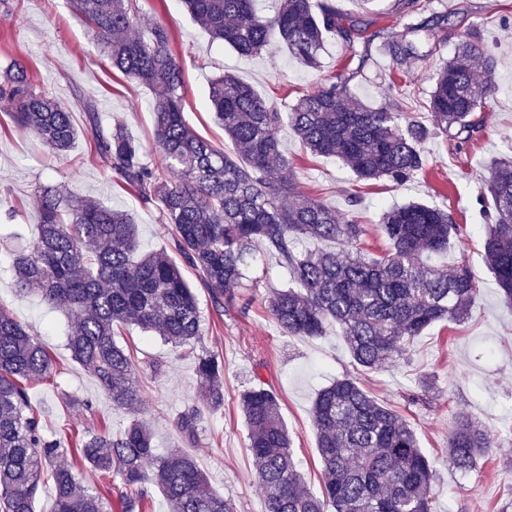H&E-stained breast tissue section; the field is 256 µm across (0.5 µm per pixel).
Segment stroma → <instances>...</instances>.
Masks as SVG:
<instances>
[{
    "label": "stroma",
    "instance_id": "stroma-1",
    "mask_svg": "<svg viewBox=\"0 0 512 512\" xmlns=\"http://www.w3.org/2000/svg\"><path fill=\"white\" fill-rule=\"evenodd\" d=\"M332 2L361 21L368 33L398 35L404 30L397 0H372L365 10L356 0ZM138 5L172 34L171 47L184 70L186 124L224 149L231 143L207 103L213 78L231 72L285 109L337 76L349 52L345 43L331 36L316 68L280 47L259 57H244L211 39L181 0H138ZM430 7L447 11V35L432 56L408 64L401 92H392V63L377 52L351 80L350 89L363 104L376 108L398 103L417 120L428 121L437 61L451 59L461 36L478 31L496 58L498 91L491 107L480 114L481 133L466 150L455 151L444 137H432L424 144L423 173L401 184L387 179L363 182L337 159L310 154L289 127H282L280 137L290 162L288 174L298 190L337 213L356 212L367 224V242L374 248L385 243L377 220L381 210L390 207L427 203L448 210L459 224L461 242L436 261L449 264L458 255L468 257L479 286L470 317L458 324L433 325L417 337L409 354L357 375L373 396L392 406L414 429L435 473L432 494L438 512H512V304L499 295L484 263L481 225L486 218L478 202L488 163L512 154V0H431ZM16 58L28 62L39 90L71 107L77 128L86 124L77 102L84 95L94 100L102 125L124 124L142 144L146 161L163 167L151 90L112 70L69 0H0V68ZM43 185L128 211L144 251L168 250L170 235L157 207L141 203L91 156L86 137H78L67 155L53 156L33 132L18 129L0 108V232L10 236L9 243L0 246V308L38 335L56 363L49 378L28 385L47 433L66 426L118 430L142 420L162 452L196 457L209 487L231 499L237 512H265L240 409L241 392L263 382L279 393L294 458L308 487L318 489L321 465L312 427L313 401L321 388L355 371L336 331L321 337L291 336L267 311L266 296L288 281L278 259L255 254L244 284L220 309L199 273L184 271L206 324L202 345L224 359V407L206 414L192 442L173 425L176 412L198 398L191 359L150 333L135 327L123 330L118 341L134 354L142 394L140 410L131 412L114 405L98 380L71 359L64 333L72 314L51 309L37 295L15 288L11 253L31 249L37 238L36 191ZM353 194L359 198L354 207L348 203ZM424 379L432 385L429 396L412 401ZM461 414L488 429L495 443L478 467L464 474L448 459V437Z\"/></svg>",
    "mask_w": 512,
    "mask_h": 512
}]
</instances>
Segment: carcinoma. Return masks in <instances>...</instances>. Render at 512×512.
Returning <instances> with one entry per match:
<instances>
[{
  "mask_svg": "<svg viewBox=\"0 0 512 512\" xmlns=\"http://www.w3.org/2000/svg\"><path fill=\"white\" fill-rule=\"evenodd\" d=\"M71 2L112 68L152 89L156 141L166 167L179 173L168 180L144 161L142 145L124 126H102L92 98L78 97L97 160L143 202L159 204L179 260L141 253L126 212L48 186L38 192L39 237L31 251L13 257L18 291L77 314L67 349L113 403L132 411L142 404L131 355L116 340L123 328L135 326L195 361L199 402L174 420L184 438L196 437L202 408L224 406V360L197 350L204 323L183 266L200 273L221 306L242 286L254 251L278 256L289 282L267 297L272 317L291 336H322L336 326L361 370L408 353L433 324L468 316L476 292L469 259L460 257L446 272L425 261L460 238L450 213L419 202L386 209L378 223L389 249L382 256L365 251L364 225L298 194L291 180L276 175L275 167L285 170L289 161L279 137L284 117L275 103L232 75L213 79L209 102L231 142L228 153L183 118V67L166 26L154 22L131 35L141 23L137 0ZM398 2L406 23L396 39L364 35L325 0L316 11L312 0H284L272 16L259 14L255 0H184L212 38L242 55L278 42L316 68L326 36L342 38L356 67L299 99L287 113L288 126L310 152L339 159L356 177L402 183L425 169L423 145L430 136L442 134L461 150L482 130L475 114L494 98L496 62L477 32L463 35L456 55L435 70L429 127L393 108L355 102L349 82L366 64L371 41L380 39V49L401 70L411 59L429 57L442 40L448 12L425 16L421 0ZM0 101L18 126L58 154L78 136L72 110L36 91L21 59L0 76ZM484 190L493 207L485 213L483 256L500 294L512 302V157L490 166ZM52 370L40 340L0 308V512H34L44 476L52 481L54 512H112L103 494L85 487L75 465L63 460L72 448L87 467L122 476L117 512H143L149 484L163 493L169 512H236L231 500L209 489L193 456L158 453L150 428L139 420L118 432L75 435L67 445L47 436L26 382ZM241 411L266 512H436L434 471L415 432L357 379L338 378L315 397L312 422L322 466L317 491L306 488L293 459L278 394L255 385L241 395ZM491 447L481 425L457 419L448 439L457 470L475 469Z\"/></svg>",
  "mask_w": 512,
  "mask_h": 512,
  "instance_id": "cac0c4a2",
  "label": "carcinoma"
}]
</instances>
